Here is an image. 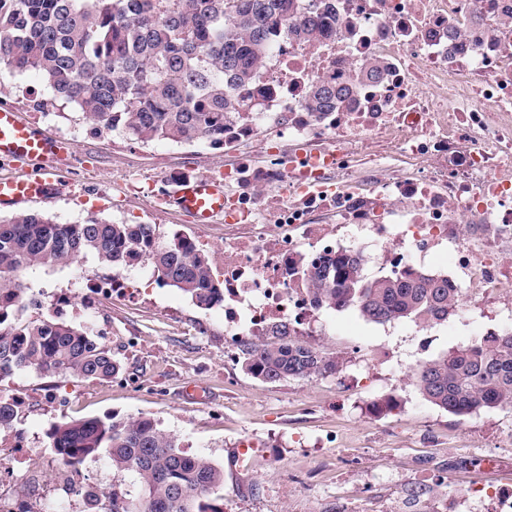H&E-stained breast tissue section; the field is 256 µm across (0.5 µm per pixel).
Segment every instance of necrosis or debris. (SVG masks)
I'll use <instances>...</instances> for the list:
<instances>
[{"instance_id":"1","label":"necrosis or debris","mask_w":512,"mask_h":512,"mask_svg":"<svg viewBox=\"0 0 512 512\" xmlns=\"http://www.w3.org/2000/svg\"><path fill=\"white\" fill-rule=\"evenodd\" d=\"M313 42L281 41L258 73L262 108L232 133L267 150L225 166L224 345L321 307L292 275L301 245L331 256L364 243L389 267L440 249L460 299H512V0H328ZM381 70L335 110L315 85Z\"/></svg>"}]
</instances>
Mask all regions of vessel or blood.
Wrapping results in <instances>:
<instances>
[{"label": "vessel or blood", "instance_id": "b4317fda", "mask_svg": "<svg viewBox=\"0 0 512 512\" xmlns=\"http://www.w3.org/2000/svg\"><path fill=\"white\" fill-rule=\"evenodd\" d=\"M73 151L69 141L35 132L11 109H0V159L22 167L17 178L0 180V205L43 199L58 183L61 169ZM224 182L214 176H188L171 183L163 202L195 223L210 224L224 214Z\"/></svg>", "mask_w": 512, "mask_h": 512}]
</instances>
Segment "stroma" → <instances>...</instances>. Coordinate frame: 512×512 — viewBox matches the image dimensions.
<instances>
[{
	"mask_svg": "<svg viewBox=\"0 0 512 512\" xmlns=\"http://www.w3.org/2000/svg\"><path fill=\"white\" fill-rule=\"evenodd\" d=\"M42 92L32 71L0 82V99L13 101L37 132L63 137L75 149L62 184L28 211L59 224L92 218L156 224L163 235H189L210 253L223 248V222L194 223L171 207L154 206L145 192L128 193L126 184L133 177L158 191L187 173L217 175L225 165L253 159V144L146 145L97 134L71 110L34 111L31 101ZM103 277L91 258L77 272L29 275L42 296L27 318L58 314L91 323L121 369L107 380L22 372L0 381V391L21 403L15 428L0 432V496L22 501L26 512H39L41 504L21 490L23 470L42 468L45 489L56 481L50 424L112 413L149 416L184 451L221 467L224 492L209 501L223 503L224 512H337L352 499L362 512H387L393 500H425L442 489L512 488V408L458 418L425 401L412 376L418 364L451 348L511 329V309L456 311L427 326L409 320L381 325L352 308L327 309L307 341L340 357L342 367L329 376L269 383L225 356L223 308L198 309L147 272L136 275L135 297L102 295ZM188 386L196 387L198 398L184 395ZM388 399L392 410L374 411V403ZM244 441L260 453L251 470L237 474L231 450ZM486 452L500 456L497 469L456 463Z\"/></svg>",
	"mask_w": 512,
	"mask_h": 512,
	"instance_id": "1",
	"label": "stroma"
}]
</instances>
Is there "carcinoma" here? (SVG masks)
<instances>
[{"instance_id": "carcinoma-1", "label": "carcinoma", "mask_w": 512, "mask_h": 512, "mask_svg": "<svg viewBox=\"0 0 512 512\" xmlns=\"http://www.w3.org/2000/svg\"><path fill=\"white\" fill-rule=\"evenodd\" d=\"M302 0H0V66L16 76L37 71L39 112L68 106L92 129L142 144L164 141L225 146L224 131L261 106L249 94L256 70L277 47V32L309 42L322 18L300 15ZM354 85L322 83L306 106L328 112ZM92 257L121 271L133 260L156 281L178 289L199 309L224 305V283L211 257L177 233L161 242L156 224L90 219L56 224L27 211L0 220V381L20 370L109 379L120 363L88 324L58 317L24 321L38 303L28 270L55 273ZM358 252L311 260L303 274L332 309L356 308L374 323H441L458 303L445 274L414 267L368 279ZM248 373L265 382L334 374L330 356L293 336L241 348ZM414 379L423 398L455 416L512 407V330L490 334L421 363ZM19 412L0 393V429ZM57 459L76 468L104 456L130 488L104 496L98 512H222L203 498L224 488V470L180 449L148 416L114 415L54 422L47 430Z\"/></svg>"}]
</instances>
